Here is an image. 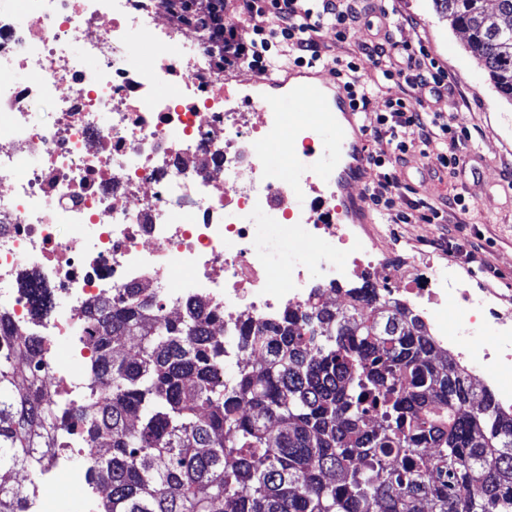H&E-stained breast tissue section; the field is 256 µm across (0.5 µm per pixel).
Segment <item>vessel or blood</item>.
<instances>
[{
  "label": "vessel or blood",
  "mask_w": 512,
  "mask_h": 512,
  "mask_svg": "<svg viewBox=\"0 0 512 512\" xmlns=\"http://www.w3.org/2000/svg\"><path fill=\"white\" fill-rule=\"evenodd\" d=\"M292 84H284L279 68L266 70L263 92L249 95L255 110L263 113L273 129H287L289 137L308 136L309 159L289 155L296 190L290 196V211L298 222H307L315 200L306 188L311 179L336 188L341 194L335 210L319 213L324 223L352 220L363 223L365 197L350 193L351 185L364 182L369 169L368 131L352 104V92L344 77L323 79L317 65H289Z\"/></svg>",
  "instance_id": "b4317fda"
}]
</instances>
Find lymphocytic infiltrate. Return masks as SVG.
<instances>
[{
  "mask_svg": "<svg viewBox=\"0 0 512 512\" xmlns=\"http://www.w3.org/2000/svg\"><path fill=\"white\" fill-rule=\"evenodd\" d=\"M163 5L177 23L210 33L215 58L225 68L261 71L278 65L284 54L297 65L321 62L324 34L333 33L336 42H344L361 15L357 0H243V14L253 24V37L244 42L238 37L237 21L224 12V0H163ZM391 43L392 37L387 34L360 48L381 79L389 81L399 76L409 88L404 96L388 100L381 111L370 112L373 83L358 76L356 62L347 61L343 67L356 105L370 116L371 136L388 147L387 152L370 158L379 175L367 198L385 220L408 224L419 217L424 223L436 224L441 218L439 210L428 208L423 201L411 203L409 212L393 214L391 196L399 187L397 166L403 155L423 149L431 137H440L446 146L443 168L454 172L460 167L457 149L461 139L448 118L440 112L416 109L412 103L411 90L415 87L428 88L436 96L447 92L448 74L426 48L415 47L405 39L399 56L394 57L390 54Z\"/></svg>",
  "mask_w": 512,
  "mask_h": 512,
  "instance_id": "f902f5d3",
  "label": "lymphocytic infiltrate"
}]
</instances>
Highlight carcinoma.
<instances>
[{
  "label": "carcinoma",
  "mask_w": 512,
  "mask_h": 512,
  "mask_svg": "<svg viewBox=\"0 0 512 512\" xmlns=\"http://www.w3.org/2000/svg\"><path fill=\"white\" fill-rule=\"evenodd\" d=\"M432 2L512 102V0ZM346 295L250 323L233 346L197 302L172 320L139 290L99 301L90 386L107 393L79 413L43 404L40 351L0 317V512H25L10 479L77 427L108 443L85 459L99 512H512V414L488 391L472 407L465 370L400 303L368 283Z\"/></svg>",
  "instance_id": "cac0c4a2"
}]
</instances>
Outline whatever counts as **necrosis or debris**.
I'll return each instance as SVG.
<instances>
[{
    "label": "necrosis or debris",
    "mask_w": 512,
    "mask_h": 512,
    "mask_svg": "<svg viewBox=\"0 0 512 512\" xmlns=\"http://www.w3.org/2000/svg\"><path fill=\"white\" fill-rule=\"evenodd\" d=\"M136 36L151 50L133 65ZM268 135L228 111L207 40L150 0H0V316L43 338L55 404L88 403L87 310L98 300L141 288L167 316L196 301L229 336L242 322L324 302L350 269L393 272L388 249L359 225L296 224L301 250L283 283L270 280L275 252L251 217L290 215L287 181L259 178ZM340 245L350 268L336 264ZM24 275L54 298L41 317L19 286ZM450 299L452 321L440 311ZM400 302L512 411L511 310L431 263ZM22 483L27 512H60L65 488L89 498L86 473L60 454Z\"/></svg>",
    "instance_id": "necrosis-or-debris-1"
}]
</instances>
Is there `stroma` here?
Masks as SVG:
<instances>
[{
    "label": "stroma",
    "instance_id": "stroma-1",
    "mask_svg": "<svg viewBox=\"0 0 512 512\" xmlns=\"http://www.w3.org/2000/svg\"><path fill=\"white\" fill-rule=\"evenodd\" d=\"M409 22L455 87L453 96L438 98L427 89H415V102L444 113L476 151L453 177L441 165L445 146L440 138H432L425 152L405 154L398 165L401 187L393 208L404 211L410 201L421 199L443 209L446 199L458 193L468 208L445 211L440 224L377 221L370 229L388 247L408 255L423 253L448 266L468 287L496 289L499 306L512 308V103L501 97L470 55L465 34L436 15L432 0H397L389 19L375 10L363 12L346 42L326 50L322 66L328 72L338 70L341 60L352 54L360 76H373L372 62L359 54V46L386 30L399 34Z\"/></svg>",
    "mask_w": 512,
    "mask_h": 512
}]
</instances>
